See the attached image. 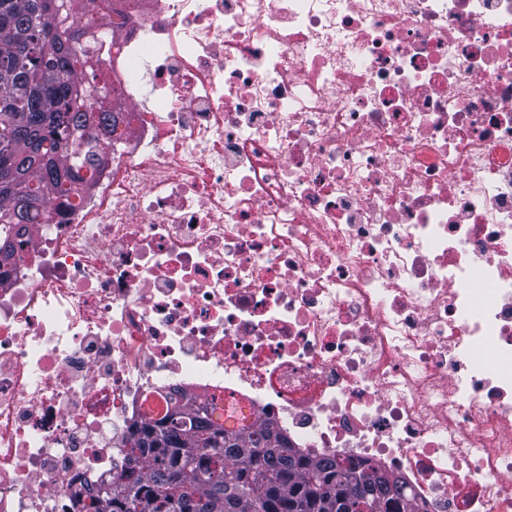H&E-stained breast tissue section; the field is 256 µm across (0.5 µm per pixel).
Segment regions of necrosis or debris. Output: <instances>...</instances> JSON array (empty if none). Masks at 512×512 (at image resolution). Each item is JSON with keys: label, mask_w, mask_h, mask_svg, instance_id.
<instances>
[{"label": "necrosis or debris", "mask_w": 512, "mask_h": 512, "mask_svg": "<svg viewBox=\"0 0 512 512\" xmlns=\"http://www.w3.org/2000/svg\"><path fill=\"white\" fill-rule=\"evenodd\" d=\"M89 191L0 264V512H76L181 391L512 512V0H104Z\"/></svg>", "instance_id": "1"}]
</instances>
